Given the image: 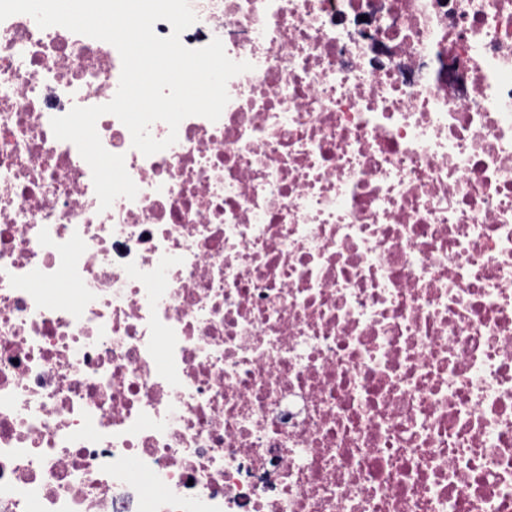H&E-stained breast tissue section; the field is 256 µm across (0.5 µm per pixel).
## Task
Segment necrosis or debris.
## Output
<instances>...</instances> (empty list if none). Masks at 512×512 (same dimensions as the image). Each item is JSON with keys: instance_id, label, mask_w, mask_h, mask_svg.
I'll return each mask as SVG.
<instances>
[{"instance_id": "obj_1", "label": "necrosis or debris", "mask_w": 512, "mask_h": 512, "mask_svg": "<svg viewBox=\"0 0 512 512\" xmlns=\"http://www.w3.org/2000/svg\"><path fill=\"white\" fill-rule=\"evenodd\" d=\"M190 5L252 68L104 211L118 51L0 21V512H512V0Z\"/></svg>"}]
</instances>
